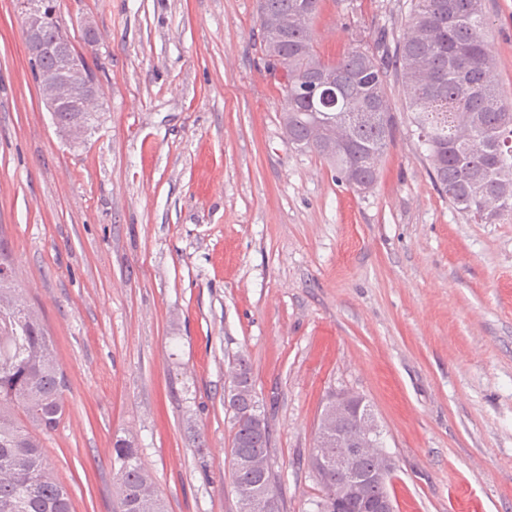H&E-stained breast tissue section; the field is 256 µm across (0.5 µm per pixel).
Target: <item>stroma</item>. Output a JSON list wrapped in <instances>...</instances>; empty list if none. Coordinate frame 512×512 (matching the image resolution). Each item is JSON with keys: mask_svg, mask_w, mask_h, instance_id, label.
I'll return each mask as SVG.
<instances>
[{"mask_svg": "<svg viewBox=\"0 0 512 512\" xmlns=\"http://www.w3.org/2000/svg\"><path fill=\"white\" fill-rule=\"evenodd\" d=\"M59 4L102 112L83 145L65 142L16 0H0V236L67 379L43 443L74 512H115L119 438L168 512H238L224 388L241 354L284 512L322 495L309 459L342 393L373 410L396 512H512V223H473L436 189L401 82L360 194L284 137L256 0ZM407 9L322 0L315 47L333 60L382 25L403 38ZM485 11L512 102V0Z\"/></svg>", "mask_w": 512, "mask_h": 512, "instance_id": "stroma-1", "label": "stroma"}]
</instances>
